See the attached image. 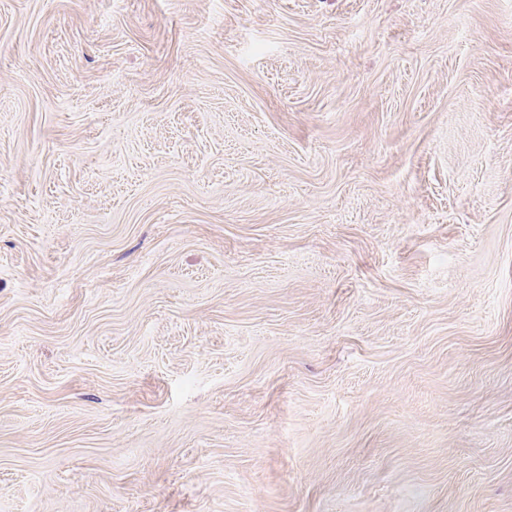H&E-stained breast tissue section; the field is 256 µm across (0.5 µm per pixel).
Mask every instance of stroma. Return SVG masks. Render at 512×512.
<instances>
[{"label": "stroma", "instance_id": "stroma-1", "mask_svg": "<svg viewBox=\"0 0 512 512\" xmlns=\"http://www.w3.org/2000/svg\"><path fill=\"white\" fill-rule=\"evenodd\" d=\"M0 512H512V0H0Z\"/></svg>", "mask_w": 512, "mask_h": 512}]
</instances>
